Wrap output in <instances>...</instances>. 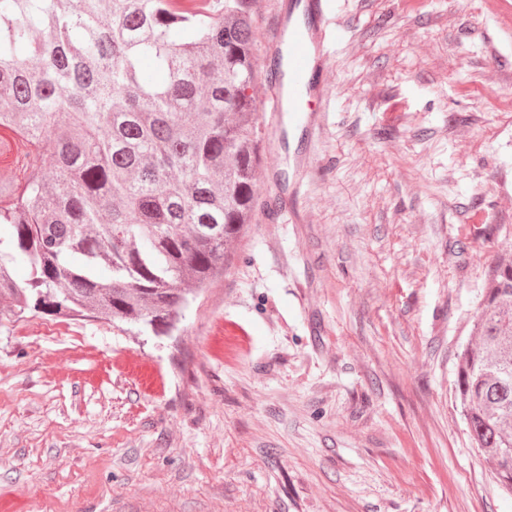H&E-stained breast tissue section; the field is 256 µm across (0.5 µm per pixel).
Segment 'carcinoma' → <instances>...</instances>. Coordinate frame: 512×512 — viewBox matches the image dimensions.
<instances>
[{
    "mask_svg": "<svg viewBox=\"0 0 512 512\" xmlns=\"http://www.w3.org/2000/svg\"><path fill=\"white\" fill-rule=\"evenodd\" d=\"M256 0H0V302L169 333L224 277L262 167ZM29 274L17 280L11 265ZM512 494V258L455 381Z\"/></svg>",
    "mask_w": 512,
    "mask_h": 512,
    "instance_id": "cac0c4a2",
    "label": "carcinoma"
}]
</instances>
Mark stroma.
<instances>
[{
	"label": "stroma",
	"instance_id": "stroma-1",
	"mask_svg": "<svg viewBox=\"0 0 512 512\" xmlns=\"http://www.w3.org/2000/svg\"><path fill=\"white\" fill-rule=\"evenodd\" d=\"M291 6L258 0L262 74ZM327 44L323 112L258 103L256 221L179 331L0 315L1 505L512 512L455 392L512 253V30L486 0H334Z\"/></svg>",
	"mask_w": 512,
	"mask_h": 512
}]
</instances>
